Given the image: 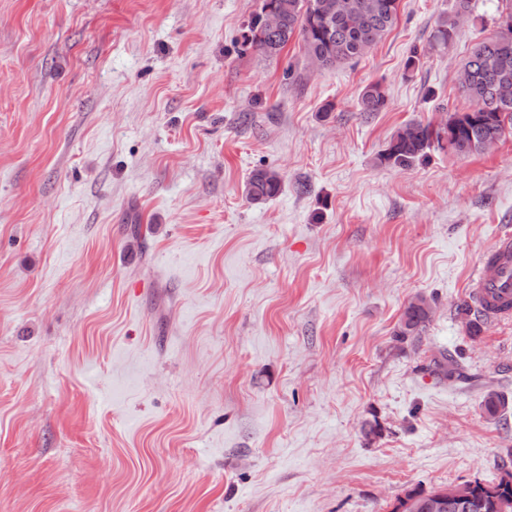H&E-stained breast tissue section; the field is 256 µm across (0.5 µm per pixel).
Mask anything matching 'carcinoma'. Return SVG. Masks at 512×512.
Instances as JSON below:
<instances>
[{
    "mask_svg": "<svg viewBox=\"0 0 512 512\" xmlns=\"http://www.w3.org/2000/svg\"><path fill=\"white\" fill-rule=\"evenodd\" d=\"M472 0H455L454 15L441 20L432 41L445 46L457 25V18L472 13ZM399 0H262L260 12L243 34L242 45L266 56L279 54L293 38H298L309 63L326 69L367 55L391 31L398 20ZM512 21V0H500L496 27L488 38L476 43L459 68L457 85L469 100L466 111L448 113L438 126L411 121L398 129L378 157L380 163L408 169L427 157L432 143L451 139V150L459 155L484 152L483 144L512 133V98L504 100L501 90H512V27L499 30ZM362 112H380L386 105L381 86L366 87L358 98ZM280 174L268 167H257L247 177L244 192L255 204L265 203L282 191ZM433 314L432 303L416 295L404 306L393 339L416 347ZM457 315L466 321L468 334L481 333V319L463 302ZM430 497L412 490L399 500L401 512H417V506ZM512 512V484L480 483L470 512H498L499 504Z\"/></svg>",
    "mask_w": 512,
    "mask_h": 512,
    "instance_id": "1",
    "label": "carcinoma"
}]
</instances>
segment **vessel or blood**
<instances>
[{
    "label": "vessel or blood",
    "instance_id": "obj_1",
    "mask_svg": "<svg viewBox=\"0 0 512 512\" xmlns=\"http://www.w3.org/2000/svg\"><path fill=\"white\" fill-rule=\"evenodd\" d=\"M478 310L497 322L512 317V233L501 234L469 281Z\"/></svg>",
    "mask_w": 512,
    "mask_h": 512
}]
</instances>
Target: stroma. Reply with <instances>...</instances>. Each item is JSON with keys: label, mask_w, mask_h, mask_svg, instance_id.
<instances>
[{"label": "stroma", "mask_w": 512, "mask_h": 512, "mask_svg": "<svg viewBox=\"0 0 512 512\" xmlns=\"http://www.w3.org/2000/svg\"><path fill=\"white\" fill-rule=\"evenodd\" d=\"M473 2L439 48L454 0H400L316 70L243 47L262 0H0V512H393L512 468V321L456 312L512 228V135L378 161L467 108L498 15ZM260 166L283 189L255 204ZM442 348L471 384L429 374ZM360 112H380L386 105L385 93L381 86L373 84L366 87L358 98ZM282 187V178L276 170L257 167L247 177L244 192L251 202L261 204L278 196ZM433 314L432 303L422 295H415L404 306L393 339L400 344L416 347L422 342V334Z\"/></svg>", "instance_id": "1"}]
</instances>
